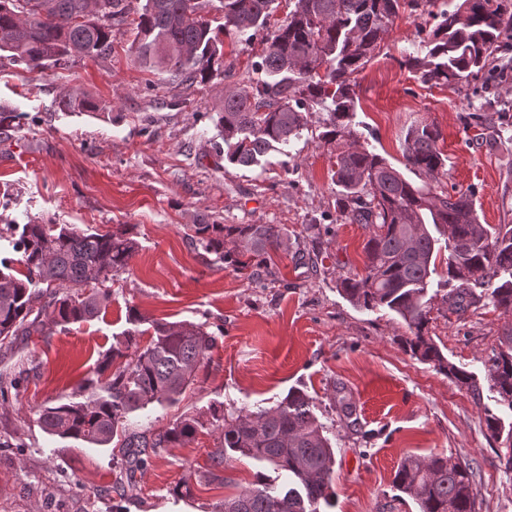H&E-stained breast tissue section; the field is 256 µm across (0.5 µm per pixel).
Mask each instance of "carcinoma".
I'll return each mask as SVG.
<instances>
[{"mask_svg": "<svg viewBox=\"0 0 512 512\" xmlns=\"http://www.w3.org/2000/svg\"><path fill=\"white\" fill-rule=\"evenodd\" d=\"M210 0H146L131 46L150 68L167 69L181 84L207 83L221 65L222 41L201 12ZM226 33L244 36L265 26L274 0H219ZM438 9L427 56L405 65L427 81L462 84L495 60L501 39L512 31V0H449ZM418 0H295V9L275 31L261 60L260 77L224 97L215 126L232 164L250 167L275 144L286 145L308 122L310 107L329 113L322 139L336 145L334 178L343 220L369 229L362 275L341 282L354 306L384 307L410 331L404 345L412 356L457 384L475 391L470 374L448 361L428 336L425 300L438 252L448 250L445 296L451 310L465 311L487 299L512 313V224H482L470 190L441 187L447 157L438 148L439 129L422 122L407 133L404 166L423 176L410 182L384 158L359 144L351 128L356 76L364 69L404 6ZM123 0H0V53L29 69L76 56L112 51V22L123 21ZM441 226L445 245L429 226ZM191 240L253 281L271 274L270 252L290 245L279 224H187ZM22 253L27 274L20 278L13 259L0 257V344L29 336L48 320L74 323L96 314L109 299L103 283L128 267L138 249L126 224L100 234L67 224H8L0 243ZM149 344L139 347L129 333L98 363L97 380L79 386L83 399L61 401L43 410L40 421L51 435L98 446L120 442L126 491L158 448L190 441L198 420L184 418L148 435L132 429L129 415L152 405H173L194 380L198 366L216 346L203 326L155 322ZM490 381L498 403L512 411V330L489 358ZM213 419L222 423L224 450L265 462L285 476L278 491L257 476L256 486L224 501L221 512H320L328 501L334 454L313 400L291 390L279 404ZM394 486L418 512H475L470 465L442 454L407 456Z\"/></svg>", "mask_w": 512, "mask_h": 512, "instance_id": "1", "label": "carcinoma"}]
</instances>
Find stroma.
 I'll return each instance as SVG.
<instances>
[{
    "mask_svg": "<svg viewBox=\"0 0 512 512\" xmlns=\"http://www.w3.org/2000/svg\"><path fill=\"white\" fill-rule=\"evenodd\" d=\"M145 0H126L128 17L112 29L107 57H70L37 70L0 58V111L20 113L0 135V227L10 222L68 224L83 231L129 224L139 243L129 266L112 275L111 297L93 318L46 323L0 349V380L15 381L0 405V512H219L225 498L251 488L273 468L225 452L211 411L231 414L280 403L303 389L335 453L331 497L320 512H416L397 491L401 459L444 454L476 473V512H512V471L485 423L504 424L489 357L512 315L483 300L464 315L441 296L430 303L429 334L448 360L472 374L478 391L457 385L408 352L405 322L384 309L352 305L342 279L363 274L369 230L341 219L332 179L335 146L321 139L326 110L314 107L298 138L257 165L229 163L213 116L232 89L247 84L272 28L294 10L276 0L267 29L225 36L224 67L205 84L171 83L131 51ZM435 25L428 6L395 18L358 76L350 117L361 144L404 169L410 127L442 133L445 188L470 189L484 224H512V69L462 85L423 81L406 57L428 52ZM93 100L86 112L70 98ZM189 224H280L292 246L274 253L261 284L193 244ZM313 254L316 264L304 261ZM143 320L131 323L130 309ZM156 321L204 325L217 344L177 404L131 416L155 433L183 417L198 419L186 445L157 449L128 495L114 491L117 448L49 435L40 411L73 398L125 333L148 345ZM356 405L355 420L341 414Z\"/></svg>",
    "mask_w": 512,
    "mask_h": 512,
    "instance_id": "1",
    "label": "stroma"
}]
</instances>
